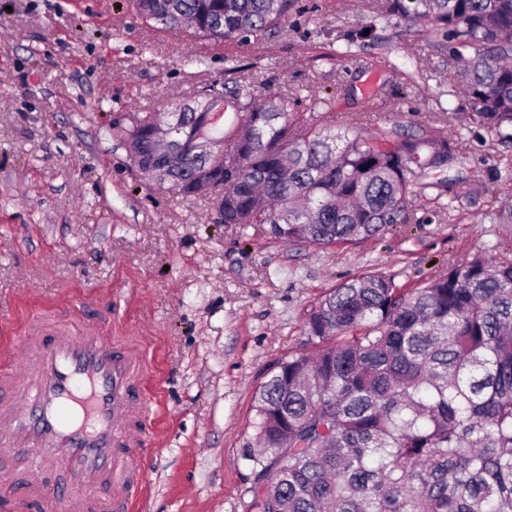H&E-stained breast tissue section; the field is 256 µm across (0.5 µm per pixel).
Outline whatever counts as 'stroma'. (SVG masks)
<instances>
[{
    "mask_svg": "<svg viewBox=\"0 0 512 512\" xmlns=\"http://www.w3.org/2000/svg\"><path fill=\"white\" fill-rule=\"evenodd\" d=\"M374 25L371 46L340 54ZM215 79L257 95L335 99L336 127L383 143L393 129L455 139L475 184L503 146L462 112L447 42L383 13V0H294L275 35L214 42L161 30L132 0H0V363L29 318L93 302L113 335L151 355V438L140 512H253L262 385L315 351L303 325L329 289L359 274L421 287L477 252L512 244L483 203L409 199L410 223L357 245L286 243L268 225L218 223L207 199L143 188L112 135Z\"/></svg>",
    "mask_w": 512,
    "mask_h": 512,
    "instance_id": "obj_1",
    "label": "stroma"
}]
</instances>
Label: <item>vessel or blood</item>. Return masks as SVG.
I'll use <instances>...</instances> for the list:
<instances>
[{"instance_id": "b4317fda", "label": "vessel or blood", "mask_w": 512, "mask_h": 512, "mask_svg": "<svg viewBox=\"0 0 512 512\" xmlns=\"http://www.w3.org/2000/svg\"><path fill=\"white\" fill-rule=\"evenodd\" d=\"M148 372L138 337L106 335L89 317H33L0 366V455L35 454L73 482L52 488L32 475L12 512H130L143 490Z\"/></svg>"}]
</instances>
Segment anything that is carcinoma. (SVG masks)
<instances>
[{"label": "carcinoma", "instance_id": "cac0c4a2", "mask_svg": "<svg viewBox=\"0 0 512 512\" xmlns=\"http://www.w3.org/2000/svg\"><path fill=\"white\" fill-rule=\"evenodd\" d=\"M167 30L261 39L293 0H135ZM386 14L448 41L469 123L512 144V0H386ZM286 93L214 80L113 135L139 181L205 197L222 224L277 238L356 245L405 224L415 186L474 203L450 139L394 131L371 144L298 110ZM231 110L236 125L225 128ZM447 169L452 178L424 183ZM314 356L281 364L259 392L256 512H512V248L450 264L403 292L381 272L338 284L312 309Z\"/></svg>", "mask_w": 512, "mask_h": 512}]
</instances>
